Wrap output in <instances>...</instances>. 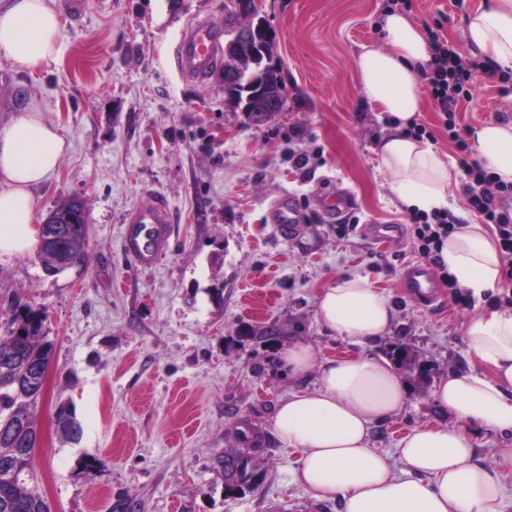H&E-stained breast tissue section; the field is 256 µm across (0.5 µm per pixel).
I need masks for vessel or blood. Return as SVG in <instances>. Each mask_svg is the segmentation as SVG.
Segmentation results:
<instances>
[{
	"instance_id": "b4317fda",
	"label": "vessel or blood",
	"mask_w": 512,
	"mask_h": 512,
	"mask_svg": "<svg viewBox=\"0 0 512 512\" xmlns=\"http://www.w3.org/2000/svg\"><path fill=\"white\" fill-rule=\"evenodd\" d=\"M220 30L208 19L190 24L181 37L176 58L183 78L201 80L224 63L220 44ZM274 222L281 234H289L297 222V216L285 201L272 207ZM171 215L167 201L155 197L150 203L136 207L127 216L123 229L125 247L135 264L143 269L152 267L166 252L170 241ZM402 286L420 302H431L436 296V281L431 271L416 265L408 269Z\"/></svg>"
}]
</instances>
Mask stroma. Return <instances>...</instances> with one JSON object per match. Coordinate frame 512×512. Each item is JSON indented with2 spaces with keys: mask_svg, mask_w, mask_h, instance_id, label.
I'll list each match as a JSON object with an SVG mask.
<instances>
[{
  "mask_svg": "<svg viewBox=\"0 0 512 512\" xmlns=\"http://www.w3.org/2000/svg\"><path fill=\"white\" fill-rule=\"evenodd\" d=\"M482 0H411L409 18L439 30L475 58L466 18ZM59 53L33 72L0 56V119L36 95L71 148L39 191V217L71 197L85 204L87 261L46 275L37 255L0 263V335L15 302L48 315L53 363L36 409L38 486L52 512H109L128 496L136 512H340L293 483L298 449L274 432L275 409L300 384L281 372L280 349L307 343L320 356L376 357L405 346L411 365L403 410L377 425L375 447L394 451L413 428L445 424L434 390L441 378L486 373L461 328L473 304L457 302L445 280L439 307L411 298L408 265L433 267L416 228L386 187L375 149L387 126L360 91L356 61L384 50L387 0H256L274 30L272 62L286 105L250 125L227 101L224 73L182 78L175 48L193 21L224 24V0H57ZM483 67L460 101L465 142L488 123H512V88ZM171 206L168 252L150 270L127 255L122 226L153 192ZM352 200L346 236L319 212ZM293 201L301 222L284 238L272 204ZM393 227L389 246L373 235ZM343 275H360L389 297L388 336L366 344L319 322L318 296ZM276 324L271 343L242 337ZM66 402L79 442L55 430ZM260 437L266 471L258 490L229 498L216 453L239 447L238 432ZM100 466H93V459Z\"/></svg>",
  "mask_w": 512,
  "mask_h": 512,
  "instance_id": "stroma-1",
  "label": "stroma"
}]
</instances>
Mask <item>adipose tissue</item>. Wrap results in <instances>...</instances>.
<instances>
[{
	"mask_svg": "<svg viewBox=\"0 0 512 512\" xmlns=\"http://www.w3.org/2000/svg\"><path fill=\"white\" fill-rule=\"evenodd\" d=\"M381 30L387 50L364 51L357 61L362 94L396 121L378 143L379 168L404 210L449 207L450 164L430 142L403 131L423 105L429 43L398 11L383 15ZM465 34L493 70H512V0H492L472 11ZM60 37L56 0H0V54L16 70L54 60ZM474 139L478 161L512 183V124L482 125ZM69 148L35 96L0 122V263L33 252L36 191ZM440 259L458 287L477 299L502 277L497 242L474 222L444 240ZM317 311L326 327L358 343L385 337L395 317L390 300L359 275L325 288ZM462 335L471 357L487 365L491 376L441 379L435 401L454 426L415 428L392 457L372 445L374 426L397 414L407 399V386L388 359L322 358L308 345L282 350L279 362L289 377L316 379L313 389L290 392L273 416L280 441L301 452L294 482L316 498L340 500L341 512H503L512 448L498 449L497 466H485L478 436L512 434V310L475 311Z\"/></svg>",
	"mask_w": 512,
	"mask_h": 512,
	"instance_id": "ef3b65f1",
	"label": "adipose tissue"
}]
</instances>
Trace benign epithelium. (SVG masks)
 I'll use <instances>...</instances> for the list:
<instances>
[{"instance_id": "obj_1", "label": "benign epithelium", "mask_w": 512, "mask_h": 512, "mask_svg": "<svg viewBox=\"0 0 512 512\" xmlns=\"http://www.w3.org/2000/svg\"><path fill=\"white\" fill-rule=\"evenodd\" d=\"M273 39L269 25L259 19L254 25L234 29V37L225 48L224 92L232 103L247 112H278L280 108L261 106L264 83L261 78L275 70L267 46Z\"/></svg>"}]
</instances>
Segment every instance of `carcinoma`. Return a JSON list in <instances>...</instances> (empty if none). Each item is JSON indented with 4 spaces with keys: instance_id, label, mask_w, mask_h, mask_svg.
Returning a JSON list of instances; mask_svg holds the SVG:
<instances>
[{
    "instance_id": "carcinoma-1",
    "label": "carcinoma",
    "mask_w": 512,
    "mask_h": 512,
    "mask_svg": "<svg viewBox=\"0 0 512 512\" xmlns=\"http://www.w3.org/2000/svg\"><path fill=\"white\" fill-rule=\"evenodd\" d=\"M72 217L73 236L58 248L47 243L38 257L45 272L56 274L86 259L89 234L85 205L70 199L50 211L39 225V238L48 236L50 225ZM46 312L29 305H16L5 335L0 336V512H51L37 484L34 456L39 434L34 413L42 395L41 372L51 365L53 343L48 339ZM56 429L62 437L76 442L81 429L65 402L55 411ZM259 449L236 448L215 455L224 470V490L231 494L253 492L261 485L265 470Z\"/></svg>"
}]
</instances>
